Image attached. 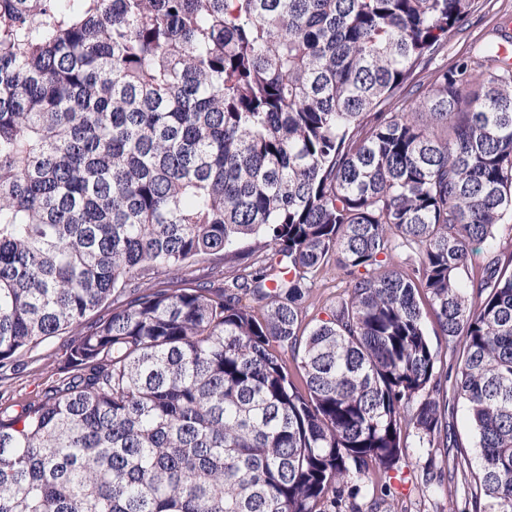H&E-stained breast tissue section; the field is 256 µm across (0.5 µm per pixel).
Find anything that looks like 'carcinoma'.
<instances>
[{
	"label": "carcinoma",
	"mask_w": 512,
	"mask_h": 512,
	"mask_svg": "<svg viewBox=\"0 0 512 512\" xmlns=\"http://www.w3.org/2000/svg\"><path fill=\"white\" fill-rule=\"evenodd\" d=\"M472 2L0 0V381L69 335L0 512H341L458 403L512 512V63L415 81ZM346 286L342 271L336 266L335 259H331L325 270V277L315 288L311 298L312 305L307 311L310 319L321 307L336 302V298L342 297Z\"/></svg>",
	"instance_id": "1"
}]
</instances>
